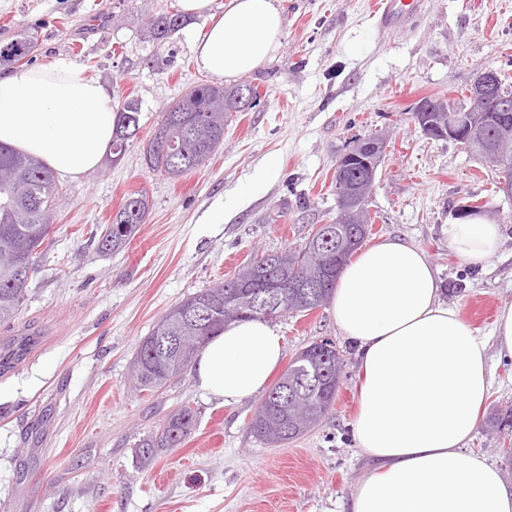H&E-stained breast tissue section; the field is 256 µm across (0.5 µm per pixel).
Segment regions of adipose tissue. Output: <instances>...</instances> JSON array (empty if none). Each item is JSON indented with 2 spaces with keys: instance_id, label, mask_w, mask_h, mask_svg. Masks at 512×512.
<instances>
[{
  "instance_id": "obj_1",
  "label": "adipose tissue",
  "mask_w": 512,
  "mask_h": 512,
  "mask_svg": "<svg viewBox=\"0 0 512 512\" xmlns=\"http://www.w3.org/2000/svg\"><path fill=\"white\" fill-rule=\"evenodd\" d=\"M187 17H205L193 42L198 68L227 79L251 72L281 46L275 0H179ZM117 115L105 86L60 59L0 75V144L72 178L97 168L112 143ZM448 244L480 266L498 251L499 225L470 218L449 225ZM332 317L358 353L363 381L351 427L373 461L350 512H512V489L497 466L465 446L491 385L488 346L512 358V304L491 339L475 334L441 298L438 272L423 249L387 238L360 250L341 270ZM284 356L278 325L225 326L199 353L195 384L227 401L262 392Z\"/></svg>"
}]
</instances>
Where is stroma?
I'll return each mask as SVG.
<instances>
[{
	"instance_id": "obj_1",
	"label": "stroma",
	"mask_w": 512,
	"mask_h": 512,
	"mask_svg": "<svg viewBox=\"0 0 512 512\" xmlns=\"http://www.w3.org/2000/svg\"><path fill=\"white\" fill-rule=\"evenodd\" d=\"M377 0H277L284 17L275 58L245 74L261 104L232 113L221 149L172 180L150 170L144 149L162 109L205 81L192 51L203 18L153 40V18L178 0H0V41L33 32L28 67L67 59L105 85L113 104L141 102L140 130L119 160L60 179L50 247L17 318L0 325V512H348L368 459L350 423L360 366L328 307L278 318L286 357L332 339L345 382L331 412L287 444L259 441L249 422L260 402L203 394L193 374L140 389L130 362L172 306L232 275L254 254L295 247L336 215L333 170L355 136L386 135L368 209L366 245L397 236L420 245L443 300L490 337L512 303V199L459 144L425 137L411 114L428 96L459 101L478 69L512 73V0H421L412 23L380 40ZM145 191L148 211L123 250L90 239L125 194ZM485 203L503 242L473 267L448 245L465 200ZM223 210V223L211 216ZM493 383L466 449L512 483L488 430L512 406V359L489 354ZM198 423L177 448L142 465L138 447L184 406Z\"/></svg>"
}]
</instances>
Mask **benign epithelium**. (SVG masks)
Listing matches in <instances>:
<instances>
[{
  "label": "benign epithelium",
  "instance_id": "obj_1",
  "mask_svg": "<svg viewBox=\"0 0 512 512\" xmlns=\"http://www.w3.org/2000/svg\"><path fill=\"white\" fill-rule=\"evenodd\" d=\"M470 98L471 104L466 110L448 113L446 125L430 118V113L440 108L442 101H421L414 109L413 122L429 138L467 142L494 121L502 135L500 150H507L512 145V102L502 95L495 70L484 68L477 73ZM385 153L386 148L381 142L375 138H365L354 149L338 158L334 169L338 187L335 222L348 223L352 215L351 206L356 202L359 185L357 180L350 178V173H355L358 180L373 176ZM254 304L265 313L274 314L278 306L277 289H269L264 295L255 297Z\"/></svg>",
  "mask_w": 512,
  "mask_h": 512
}]
</instances>
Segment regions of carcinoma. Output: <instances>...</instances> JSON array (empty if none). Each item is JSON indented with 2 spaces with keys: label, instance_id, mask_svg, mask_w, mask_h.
I'll use <instances>...</instances> for the list:
<instances>
[{
  "label": "carcinoma",
  "instance_id": "obj_1",
  "mask_svg": "<svg viewBox=\"0 0 512 512\" xmlns=\"http://www.w3.org/2000/svg\"><path fill=\"white\" fill-rule=\"evenodd\" d=\"M182 26L177 14L157 18L151 26L155 40H166ZM37 49L34 34L23 31L0 45V63H17ZM251 86L229 87L201 82L162 112L157 130L145 150L147 166L181 177L203 165L224 143L225 118L240 112L237 96ZM141 102L126 96L116 109L117 125L112 155L121 158L139 130ZM13 181L0 180V324L11 322L25 301L29 284L39 271L38 254L49 234L55 195V173L41 162L0 146V170ZM148 208L143 192L125 198L112 223L98 237L100 253L125 248L144 223ZM371 217L363 212L361 224H318L302 244L280 252L255 256L230 280L204 288L173 306L141 340L132 362V375L140 388L153 391L187 373L205 343L224 325L243 319H265L252 305V294L273 284L279 289L280 315L303 313L328 302L341 266L369 235ZM345 377L344 360L330 339L315 341L295 354L287 369L263 396L250 423V431L266 444H284L310 430L336 401ZM197 423V411L184 406L169 415L155 437L141 443L143 461L164 448L182 445ZM497 433L512 432V408L497 410L488 418Z\"/></svg>",
  "mask_w": 512,
  "mask_h": 512
}]
</instances>
